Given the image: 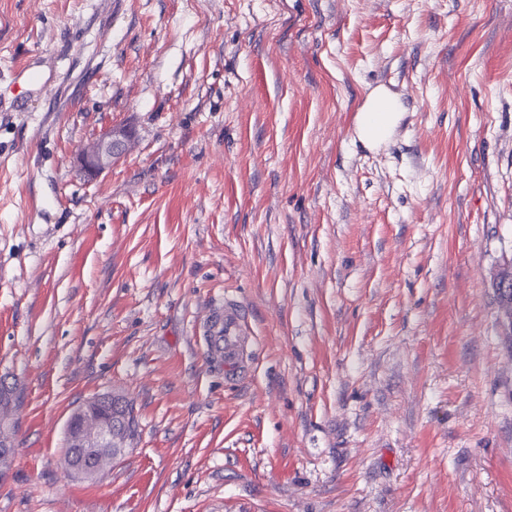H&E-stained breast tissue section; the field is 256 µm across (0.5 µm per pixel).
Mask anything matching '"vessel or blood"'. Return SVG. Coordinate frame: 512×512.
Returning a JSON list of instances; mask_svg holds the SVG:
<instances>
[{"mask_svg":"<svg viewBox=\"0 0 512 512\" xmlns=\"http://www.w3.org/2000/svg\"><path fill=\"white\" fill-rule=\"evenodd\" d=\"M208 348L224 362L230 378L246 375V351L252 343L248 313L237 301H225L221 311L213 314L207 324Z\"/></svg>","mask_w":512,"mask_h":512,"instance_id":"obj_1","label":"vessel or blood"}]
</instances>
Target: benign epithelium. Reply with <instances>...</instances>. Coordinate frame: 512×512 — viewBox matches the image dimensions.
<instances>
[{"instance_id": "7a95c632", "label": "benign epithelium", "mask_w": 512, "mask_h": 512, "mask_svg": "<svg viewBox=\"0 0 512 512\" xmlns=\"http://www.w3.org/2000/svg\"><path fill=\"white\" fill-rule=\"evenodd\" d=\"M131 132L126 128H113L105 132L92 147L79 156V164L89 178H95L112 166V162L125 152ZM14 386L0 376V479L8 471L13 449L9 413L12 410ZM112 400V395H100L88 400L74 411L66 422L65 438L74 448L93 451L92 459L84 464L72 456L64 457L67 469L78 476L91 478L107 462L125 452L127 438L122 427L99 411V407Z\"/></svg>"}]
</instances>
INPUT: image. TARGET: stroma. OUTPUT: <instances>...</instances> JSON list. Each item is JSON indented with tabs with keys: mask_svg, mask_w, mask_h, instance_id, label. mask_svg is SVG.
<instances>
[{
	"mask_svg": "<svg viewBox=\"0 0 512 512\" xmlns=\"http://www.w3.org/2000/svg\"><path fill=\"white\" fill-rule=\"evenodd\" d=\"M509 265L512 0H0V512H512ZM106 392L137 436L71 477ZM399 112H362L359 116V137L371 144L385 141L398 118ZM131 132L126 128H112L105 132L92 147L79 156V164L88 178H96L112 166V162L125 152ZM206 332L209 351L224 361V373L232 379L246 375V351L252 343L246 308L224 300V308L211 316ZM14 386L0 376V447L11 443L12 428L9 413L12 410ZM112 400V394L100 395L88 400L74 411L66 422L65 438L74 447L78 458L86 456L76 448L93 451L88 464L76 461L71 455L64 457L67 469L78 476L91 478L107 462L122 456L126 450L125 431L98 408Z\"/></svg>",
	"mask_w": 512,
	"mask_h": 512,
	"instance_id": "35a3bbf8",
	"label": "stroma"
}]
</instances>
